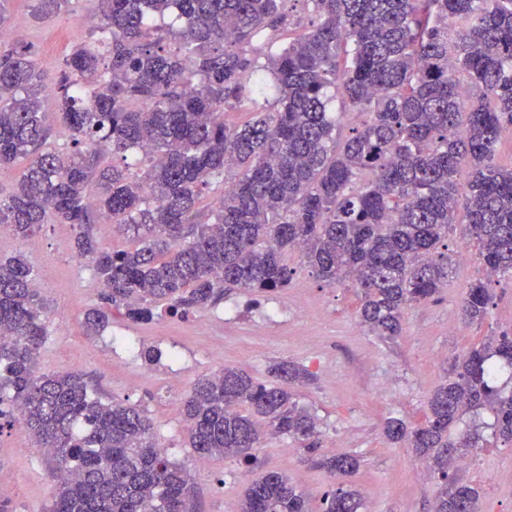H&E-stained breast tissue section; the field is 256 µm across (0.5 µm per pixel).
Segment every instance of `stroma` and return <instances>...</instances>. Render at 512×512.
Segmentation results:
<instances>
[{
	"label": "stroma",
	"instance_id": "1",
	"mask_svg": "<svg viewBox=\"0 0 512 512\" xmlns=\"http://www.w3.org/2000/svg\"><path fill=\"white\" fill-rule=\"evenodd\" d=\"M35 0H9L10 23L20 42L35 52L48 85H55L71 47L88 40L85 19L95 17L94 0H71L50 21L34 16ZM5 253L22 252L48 299L49 335L40 350L45 372H78L104 399H125L146 409L157 442L171 460L190 470L195 512H239L245 480L233 459L208 460L195 467L181 406L193 384L234 366L256 381L270 382V366L288 362L306 370L292 383L299 403L319 422L323 447L357 455L360 468L352 479L364 507L371 512H432L437 478L425 475L410 448L389 442L382 433L387 418L407 424L424 422L427 397L449 369L453 358L501 331L512 330V278L493 284L494 305L481 323L463 333L448 332V318L459 305L480 267L478 258L455 267L438 300L406 310L403 333L392 340L374 336L359 324L354 289L329 287L306 269L300 254L288 256L295 274L287 288L271 294L235 289L219 307L185 318L170 315L158 304L152 321L135 324L123 312L110 310L108 326L87 335L84 314L99 306V291L88 260L72 248L71 231L46 224L30 238L10 240ZM287 304V321L253 334L273 303ZM160 359L148 363L145 349ZM255 455L260 471L277 470L308 498L319 512L323 496L337 480L308 462L302 441L285 435L266 436ZM459 482L478 488L480 512H512V448L487 439L478 452L466 454L455 470ZM0 512H47L54 490L43 449L22 426L0 432Z\"/></svg>",
	"mask_w": 512,
	"mask_h": 512
}]
</instances>
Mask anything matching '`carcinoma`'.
<instances>
[{
	"mask_svg": "<svg viewBox=\"0 0 512 512\" xmlns=\"http://www.w3.org/2000/svg\"><path fill=\"white\" fill-rule=\"evenodd\" d=\"M65 2L36 0L35 13L50 19ZM96 2L100 38L72 47L56 83L64 148L47 145L34 53L0 51V168L25 163L0 194V228L24 239L48 222L69 225L101 301L133 322L152 320L159 301L186 317L232 288H285L297 250L318 281L352 283L367 331L394 338L407 307L448 286L461 206V238L484 268L461 320L486 318L492 281L512 276V165L497 158L512 128V0H311L319 21L300 32L285 0ZM167 14L181 30L155 23ZM329 88L358 117L341 138ZM102 218L133 232L135 246L99 241ZM107 320L92 309L85 325L97 333ZM47 321L33 270L21 254H1L0 432L21 424L46 450L48 512H189L191 478L159 450L143 408L104 400L78 373L38 370ZM507 371L512 332L503 331L453 361L424 424L385 422L388 440L437 475L434 512H479L450 450L481 447L480 425L451 430L488 409V428L512 447V390L498 384ZM272 373L264 384L224 367L194 383L183 419L196 456L250 463L262 421L304 441L312 464L355 474V456L320 453L316 418L288 388L306 371L281 363ZM360 508L356 491L338 487L321 512ZM239 512L312 510L287 475L269 471L249 483Z\"/></svg>",
	"mask_w": 512,
	"mask_h": 512,
	"instance_id": "1",
	"label": "carcinoma"
}]
</instances>
